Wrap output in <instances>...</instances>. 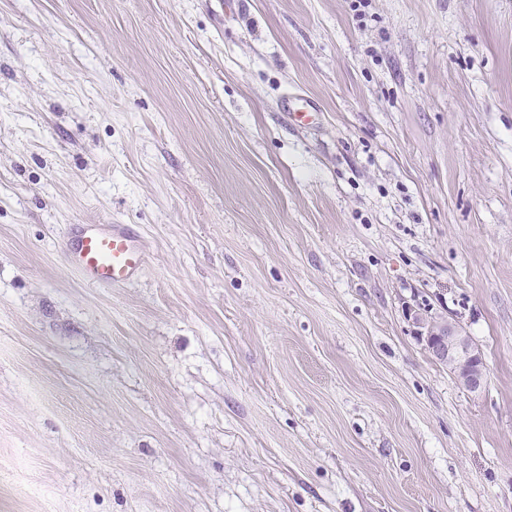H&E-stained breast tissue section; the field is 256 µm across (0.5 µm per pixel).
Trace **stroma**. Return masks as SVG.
I'll return each mask as SVG.
<instances>
[{
    "label": "stroma",
    "mask_w": 512,
    "mask_h": 512,
    "mask_svg": "<svg viewBox=\"0 0 512 512\" xmlns=\"http://www.w3.org/2000/svg\"><path fill=\"white\" fill-rule=\"evenodd\" d=\"M353 4L0 0V512H512V0ZM63 252L84 282L112 288L138 280L150 259L148 241L132 224H72ZM413 321L430 355L437 361L448 363L463 390L480 393L485 389L487 374L483 358L469 336L449 321L429 323L419 313L414 315Z\"/></svg>",
    "instance_id": "obj_1"
}]
</instances>
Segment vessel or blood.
Here are the masks:
<instances>
[{"label":"vessel or blood","instance_id":"b4317fda","mask_svg":"<svg viewBox=\"0 0 512 512\" xmlns=\"http://www.w3.org/2000/svg\"><path fill=\"white\" fill-rule=\"evenodd\" d=\"M67 265L91 285L122 288L138 280L150 259L145 236L130 224H74L63 241Z\"/></svg>","mask_w":512,"mask_h":512}]
</instances>
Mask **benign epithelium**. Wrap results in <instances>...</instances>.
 I'll use <instances>...</instances> for the list:
<instances>
[{"label": "benign epithelium", "mask_w": 512, "mask_h": 512, "mask_svg": "<svg viewBox=\"0 0 512 512\" xmlns=\"http://www.w3.org/2000/svg\"><path fill=\"white\" fill-rule=\"evenodd\" d=\"M414 323L426 343L430 355L454 372L459 386L470 393H479L487 385V374L480 351L472 345L465 333L454 323L427 322L417 313Z\"/></svg>", "instance_id": "7a95c632"}]
</instances>
